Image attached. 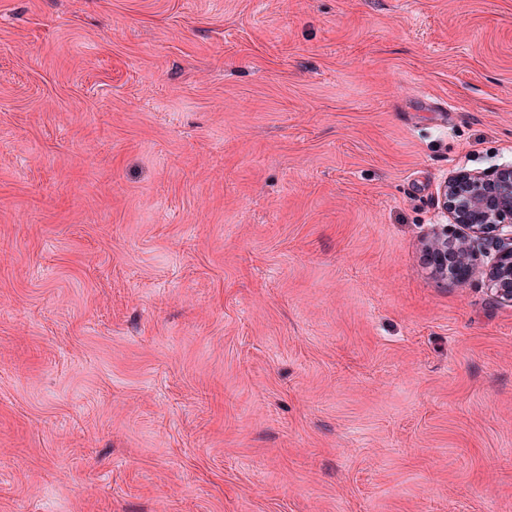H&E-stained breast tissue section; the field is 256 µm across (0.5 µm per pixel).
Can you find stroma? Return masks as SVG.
I'll return each mask as SVG.
<instances>
[{"label": "stroma", "instance_id": "stroma-1", "mask_svg": "<svg viewBox=\"0 0 512 512\" xmlns=\"http://www.w3.org/2000/svg\"><path fill=\"white\" fill-rule=\"evenodd\" d=\"M510 156L512 0H0V512H512ZM442 209L456 223L464 224L468 235L459 245L448 241V228L435 231L430 258L437 273L448 274V253L455 270L468 272L471 244L483 247L489 259L487 277L496 298L512 302V162L489 172H460L439 189ZM450 246V247H448Z\"/></svg>", "mask_w": 512, "mask_h": 512}]
</instances>
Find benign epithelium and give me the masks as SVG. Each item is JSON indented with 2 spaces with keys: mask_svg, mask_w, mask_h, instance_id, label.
<instances>
[{
  "mask_svg": "<svg viewBox=\"0 0 512 512\" xmlns=\"http://www.w3.org/2000/svg\"><path fill=\"white\" fill-rule=\"evenodd\" d=\"M442 209L468 230L455 244L448 229L433 234L430 258L437 272L448 274V255L468 271L471 245L483 247L487 277L496 298L512 302V162L489 172H460L439 189Z\"/></svg>",
  "mask_w": 512,
  "mask_h": 512,
  "instance_id": "benign-epithelium-1",
  "label": "benign epithelium"
}]
</instances>
